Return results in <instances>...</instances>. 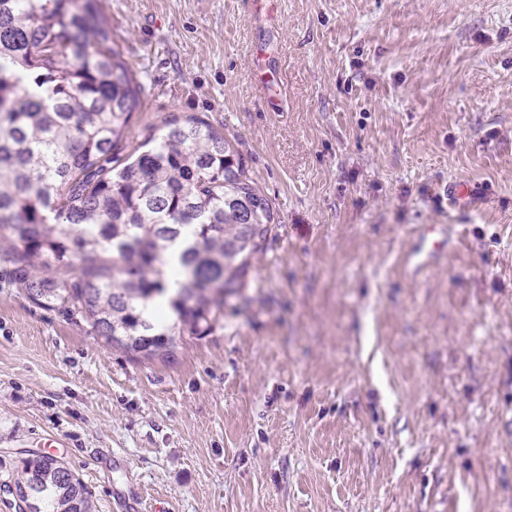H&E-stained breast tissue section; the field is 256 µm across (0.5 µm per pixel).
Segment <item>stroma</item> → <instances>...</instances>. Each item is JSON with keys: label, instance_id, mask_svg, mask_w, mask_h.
Segmentation results:
<instances>
[{"label": "stroma", "instance_id": "35a3bbf8", "mask_svg": "<svg viewBox=\"0 0 512 512\" xmlns=\"http://www.w3.org/2000/svg\"><path fill=\"white\" fill-rule=\"evenodd\" d=\"M96 5L145 88L127 142L207 115L278 222L169 364L0 262V512L37 454L96 512H512V0Z\"/></svg>", "mask_w": 512, "mask_h": 512}]
</instances>
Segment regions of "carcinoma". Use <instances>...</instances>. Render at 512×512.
Returning <instances> with one entry per match:
<instances>
[{
    "label": "carcinoma",
    "instance_id": "1",
    "mask_svg": "<svg viewBox=\"0 0 512 512\" xmlns=\"http://www.w3.org/2000/svg\"><path fill=\"white\" fill-rule=\"evenodd\" d=\"M142 90L93 0H0V260L35 305L128 356L170 360L244 287L275 223L243 158L205 116L173 115L125 155ZM181 242L175 319L144 316ZM11 484L37 512H93L61 460Z\"/></svg>",
    "mask_w": 512,
    "mask_h": 512
}]
</instances>
